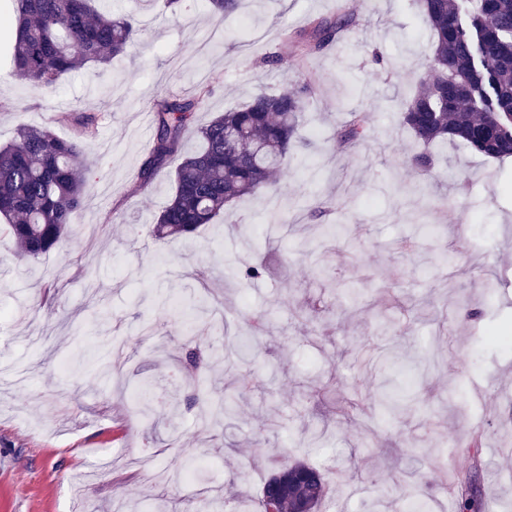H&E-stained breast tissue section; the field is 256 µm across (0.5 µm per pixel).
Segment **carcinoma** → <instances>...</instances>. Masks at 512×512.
<instances>
[{"label": "carcinoma", "mask_w": 512, "mask_h": 512, "mask_svg": "<svg viewBox=\"0 0 512 512\" xmlns=\"http://www.w3.org/2000/svg\"><path fill=\"white\" fill-rule=\"evenodd\" d=\"M15 26L5 42L12 74L37 89H50L66 73L87 63L108 65L126 53L140 32L131 15L96 7L95 0H13ZM433 43L432 64L400 111L402 124L426 151L414 159L423 175L434 167L427 149L448 140L490 158H512V0H416ZM347 19L312 23L309 31L285 37L303 68L339 36ZM311 81L293 92L259 91L239 108L228 109L197 128L198 152L182 154V140L196 112L212 94L208 85L185 98L165 99L154 116L152 150L136 175L150 184L163 166L174 164V189L159 213L152 234L183 240L205 224L216 223L224 207L269 188L288 168L298 139ZM101 113L87 107L61 112L55 123L73 133L59 136L50 127H22L17 141L0 147V225L15 240L21 259L35 260L68 233L82 209L87 186L84 150ZM371 125L367 112L350 113L336 129V149L363 139ZM188 380L209 394L207 406L216 421L234 410L235 392L224 388L212 396L209 375L194 372ZM386 414L401 407L399 389L379 394ZM481 462L459 480L451 494L458 512H483ZM334 495L321 471L304 460L279 465L264 482L259 504L279 498L282 512H319Z\"/></svg>", "instance_id": "obj_1"}]
</instances>
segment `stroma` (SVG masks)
<instances>
[{
  "label": "stroma",
  "instance_id": "35a3bbf8",
  "mask_svg": "<svg viewBox=\"0 0 512 512\" xmlns=\"http://www.w3.org/2000/svg\"><path fill=\"white\" fill-rule=\"evenodd\" d=\"M111 2L139 20L137 40L111 65L75 70L53 89L37 93L10 76L0 46V146L19 126L51 125L60 111L102 113L87 199L63 242L27 262L0 229V512H75L87 501L112 512L135 503L140 512H196L197 498L234 474L256 493L268 457L287 453L337 485L334 512H395L421 491L428 512H456L441 487L469 472L475 450L459 449L448 471L443 453L476 436L489 466L486 512H512V342L485 339L512 327V160L451 142L436 150L434 178L409 164L417 146L397 107L432 59L414 0L342 4L354 22L310 63L317 80L279 180L286 224L268 229L264 191L226 208L223 235L204 228L179 243L151 234L173 192L172 166L148 187L135 180L158 101L210 84L200 125L258 90L297 89L292 60H270L282 49L280 30L334 17L340 4L242 0L219 21L205 0H187L175 17L143 0ZM353 110L370 113V130L334 151L332 135ZM316 201L325 222L349 217L344 236L321 249L303 217ZM235 260L266 272L254 281L229 276ZM162 293L184 304L219 298L226 335L200 318L187 325L159 306ZM259 312L271 316L264 336L248 326ZM226 339L243 347L247 386L223 426L198 430L203 398L185 383L171 406L140 417L143 382L184 374L186 349L206 352ZM105 342L120 372L108 391L94 357ZM394 346L407 401L381 418L373 394L381 356ZM353 397L376 413L372 427L340 415Z\"/></svg>",
  "mask_w": 512,
  "mask_h": 512
}]
</instances>
